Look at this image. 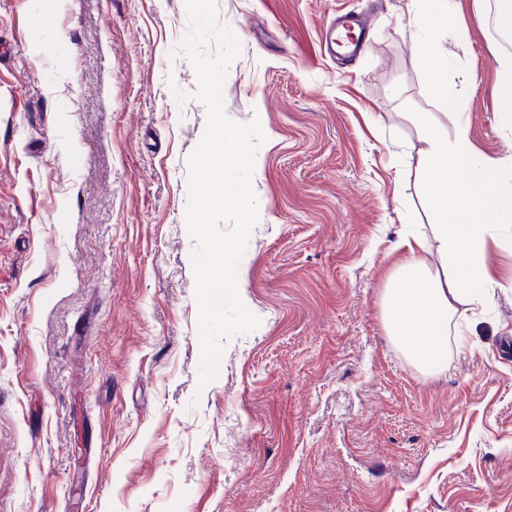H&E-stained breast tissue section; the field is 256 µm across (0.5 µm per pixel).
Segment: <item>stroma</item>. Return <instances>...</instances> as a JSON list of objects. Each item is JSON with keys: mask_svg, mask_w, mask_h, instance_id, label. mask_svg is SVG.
<instances>
[{"mask_svg": "<svg viewBox=\"0 0 512 512\" xmlns=\"http://www.w3.org/2000/svg\"><path fill=\"white\" fill-rule=\"evenodd\" d=\"M216 2L225 113L265 135L237 276L261 323L203 385L185 0H0V512H512V230L444 376L380 320L392 244L431 219L412 114L512 163L497 0H452L444 104L417 0ZM342 14L368 19L343 61ZM499 72L497 112L500 123L512 130V62L508 58L500 60Z\"/></svg>", "mask_w": 512, "mask_h": 512, "instance_id": "obj_1", "label": "stroma"}]
</instances>
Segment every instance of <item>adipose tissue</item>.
Returning a JSON list of instances; mask_svg holds the SVG:
<instances>
[{
  "label": "adipose tissue",
  "instance_id": "ef3b65f1",
  "mask_svg": "<svg viewBox=\"0 0 512 512\" xmlns=\"http://www.w3.org/2000/svg\"><path fill=\"white\" fill-rule=\"evenodd\" d=\"M453 24L448 0H421L414 18L417 53L432 95L448 100V51L438 40ZM418 173L431 222L403 232L382 290L387 336L420 374L447 372L449 335H462L465 305L478 297L476 274L493 226L512 223V171L478 154L466 119L454 129L427 123Z\"/></svg>",
  "mask_w": 512,
  "mask_h": 512
}]
</instances>
